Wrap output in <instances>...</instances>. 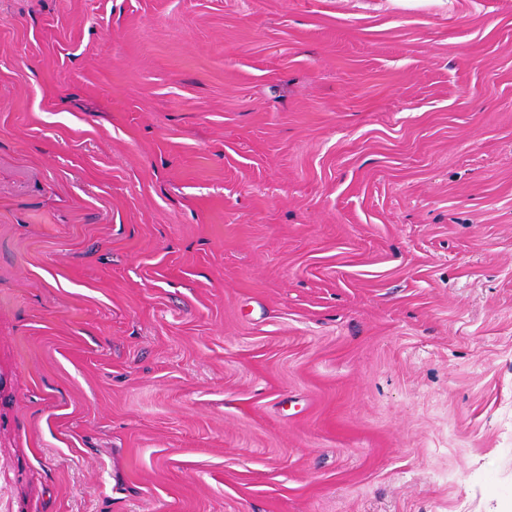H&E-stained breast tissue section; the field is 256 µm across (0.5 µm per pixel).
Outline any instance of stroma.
<instances>
[{
    "mask_svg": "<svg viewBox=\"0 0 512 512\" xmlns=\"http://www.w3.org/2000/svg\"><path fill=\"white\" fill-rule=\"evenodd\" d=\"M0 512H512V0H0Z\"/></svg>",
    "mask_w": 512,
    "mask_h": 512,
    "instance_id": "1",
    "label": "stroma"
}]
</instances>
